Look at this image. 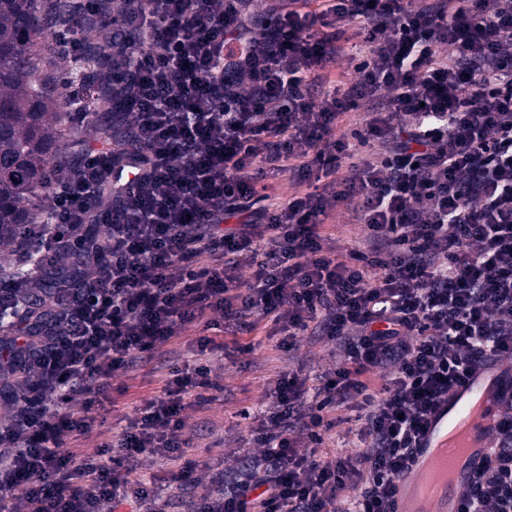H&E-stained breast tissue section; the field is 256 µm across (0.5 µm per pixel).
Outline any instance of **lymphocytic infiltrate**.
Masks as SVG:
<instances>
[{"label":"lymphocytic infiltrate","instance_id":"1","mask_svg":"<svg viewBox=\"0 0 512 512\" xmlns=\"http://www.w3.org/2000/svg\"><path fill=\"white\" fill-rule=\"evenodd\" d=\"M107 21L100 87L130 150L50 166L0 261V512H172L142 472L184 460L185 400L218 382L168 344L264 320L334 365L269 383L209 491L184 461V512H394L428 416L512 359V0H75L54 54L81 59L72 32ZM340 211L361 231L344 252ZM155 360L169 379L120 438L64 451ZM342 408L345 453L326 446ZM460 512H512V403Z\"/></svg>","mask_w":512,"mask_h":512}]
</instances>
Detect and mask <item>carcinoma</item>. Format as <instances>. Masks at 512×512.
<instances>
[{"instance_id": "obj_1", "label": "carcinoma", "mask_w": 512, "mask_h": 512, "mask_svg": "<svg viewBox=\"0 0 512 512\" xmlns=\"http://www.w3.org/2000/svg\"><path fill=\"white\" fill-rule=\"evenodd\" d=\"M42 0H0V240L27 223L31 207L50 195L48 166L68 160L62 118L66 102L45 72L41 42L52 18ZM61 71L83 91L82 108L103 144L123 148L112 137L108 113L91 91L93 73L58 58Z\"/></svg>"}]
</instances>
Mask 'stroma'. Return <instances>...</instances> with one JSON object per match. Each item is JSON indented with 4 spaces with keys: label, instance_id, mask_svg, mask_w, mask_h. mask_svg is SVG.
<instances>
[{
    "label": "stroma",
    "instance_id": "obj_1",
    "mask_svg": "<svg viewBox=\"0 0 512 512\" xmlns=\"http://www.w3.org/2000/svg\"><path fill=\"white\" fill-rule=\"evenodd\" d=\"M214 339L219 346L210 353L209 360L224 389L216 393L209 405L184 410L187 428L194 433L186 456L200 464L197 476L202 492L210 487L209 464L223 458L225 442L246 434L252 421L243 418L242 413L258 409L272 380L288 371L315 376L333 363L329 348L320 344H306L293 352L278 348V339L269 325L259 331V344L250 353L239 352L233 344L224 343L222 334H215ZM166 378V373L151 363L127 374H117L112 380V403L104 413L101 435L66 441V448L91 455L101 441L118 438L137 408L161 391Z\"/></svg>",
    "mask_w": 512,
    "mask_h": 512
}]
</instances>
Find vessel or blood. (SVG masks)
Returning a JSON list of instances; mask_svg holds the SVG:
<instances>
[{"mask_svg": "<svg viewBox=\"0 0 512 512\" xmlns=\"http://www.w3.org/2000/svg\"><path fill=\"white\" fill-rule=\"evenodd\" d=\"M512 401V361L483 362L429 416L415 457L398 482L397 512H459L463 491L480 471ZM436 488L420 493L424 478Z\"/></svg>", "mask_w": 512, "mask_h": 512, "instance_id": "1", "label": "vessel or blood"}]
</instances>
